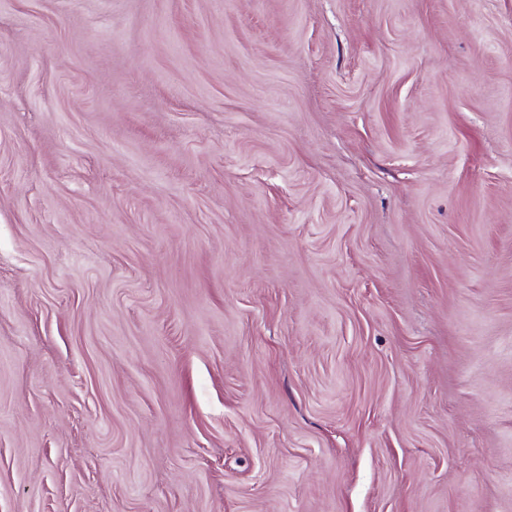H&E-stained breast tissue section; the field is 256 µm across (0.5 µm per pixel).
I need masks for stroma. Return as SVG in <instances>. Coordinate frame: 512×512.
<instances>
[{
    "mask_svg": "<svg viewBox=\"0 0 512 512\" xmlns=\"http://www.w3.org/2000/svg\"><path fill=\"white\" fill-rule=\"evenodd\" d=\"M0 512H512V0H0Z\"/></svg>",
    "mask_w": 512,
    "mask_h": 512,
    "instance_id": "1",
    "label": "stroma"
}]
</instances>
